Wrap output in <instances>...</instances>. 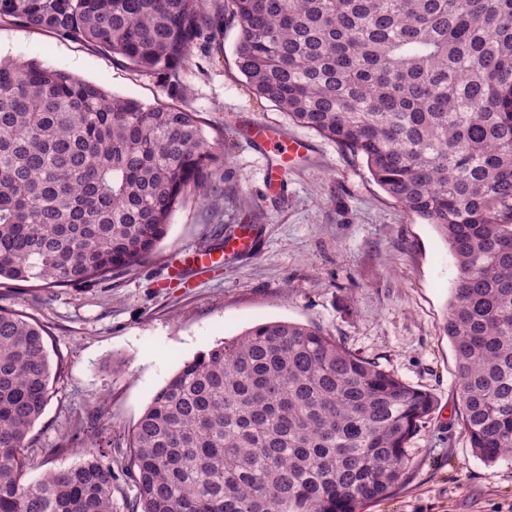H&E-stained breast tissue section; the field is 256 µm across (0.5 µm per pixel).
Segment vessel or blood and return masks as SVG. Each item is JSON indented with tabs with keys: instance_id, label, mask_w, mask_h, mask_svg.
<instances>
[{
	"instance_id": "vessel-or-blood-1",
	"label": "vessel or blood",
	"mask_w": 512,
	"mask_h": 512,
	"mask_svg": "<svg viewBox=\"0 0 512 512\" xmlns=\"http://www.w3.org/2000/svg\"><path fill=\"white\" fill-rule=\"evenodd\" d=\"M241 127L251 145L272 159L268 170L269 189L283 191L288 162L307 154L310 150L309 142L302 137L287 134L277 125L255 118L243 120Z\"/></svg>"
}]
</instances>
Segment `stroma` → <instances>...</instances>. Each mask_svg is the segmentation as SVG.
<instances>
[{"label": "stroma", "instance_id": "stroma-1", "mask_svg": "<svg viewBox=\"0 0 512 512\" xmlns=\"http://www.w3.org/2000/svg\"><path fill=\"white\" fill-rule=\"evenodd\" d=\"M241 29L225 18L195 46L173 93L156 75L51 33L0 21V56L38 60L112 94L196 113L218 139L204 192L188 193L166 237L135 271L86 289L0 282V306L42 323L55 370L52 395L31 436L47 467L79 462L81 423L125 447L156 391L183 361L269 321L318 327L431 393L437 407L407 445L402 483L364 512H512V461L487 465L460 423L457 366L443 330L457 269L434 225L408 212L372 178L365 159L293 123L257 96L236 66ZM247 115L308 139L286 194L267 189L268 161L243 136ZM252 225L256 246L207 272L167 270L182 251L220 252L225 231ZM78 445L62 448L64 432Z\"/></svg>", "mask_w": 512, "mask_h": 512}]
</instances>
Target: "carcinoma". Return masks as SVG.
Listing matches in <instances>:
<instances>
[{
    "instance_id": "carcinoma-1",
    "label": "carcinoma",
    "mask_w": 512,
    "mask_h": 512,
    "mask_svg": "<svg viewBox=\"0 0 512 512\" xmlns=\"http://www.w3.org/2000/svg\"><path fill=\"white\" fill-rule=\"evenodd\" d=\"M239 72L362 155L434 225L458 275L444 326L470 448L512 461V0H227ZM118 55L173 90L220 15L203 0H0V20ZM217 143L37 60L0 59V278L95 286L140 266ZM44 326L0 307V512H363L398 485L434 398L320 328L271 321L215 342L154 395L112 456L48 469Z\"/></svg>"
}]
</instances>
